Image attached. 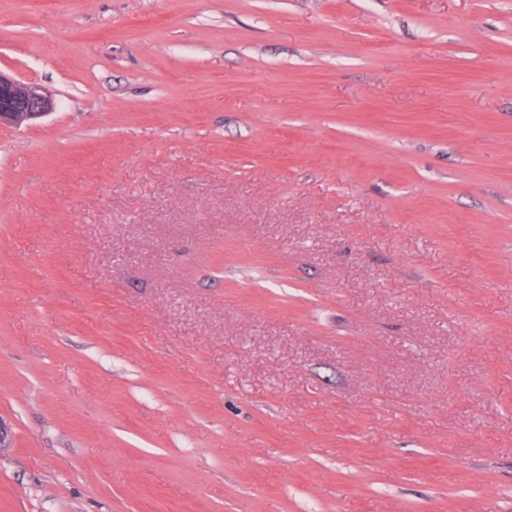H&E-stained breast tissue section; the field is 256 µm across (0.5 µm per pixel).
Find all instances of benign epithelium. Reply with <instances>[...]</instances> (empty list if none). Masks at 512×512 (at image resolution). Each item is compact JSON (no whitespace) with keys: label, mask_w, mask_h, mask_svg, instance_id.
<instances>
[{"label":"benign epithelium","mask_w":512,"mask_h":512,"mask_svg":"<svg viewBox=\"0 0 512 512\" xmlns=\"http://www.w3.org/2000/svg\"><path fill=\"white\" fill-rule=\"evenodd\" d=\"M53 109L52 98L39 87L0 72V126L30 125Z\"/></svg>","instance_id":"benign-epithelium-1"}]
</instances>
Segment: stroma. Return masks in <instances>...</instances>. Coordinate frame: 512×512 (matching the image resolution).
I'll use <instances>...</instances> for the list:
<instances>
[{
    "mask_svg": "<svg viewBox=\"0 0 512 512\" xmlns=\"http://www.w3.org/2000/svg\"><path fill=\"white\" fill-rule=\"evenodd\" d=\"M0 512H512V0H0ZM53 109L52 98L38 86L21 82L0 71V126L30 125Z\"/></svg>",
    "mask_w": 512,
    "mask_h": 512,
    "instance_id": "1",
    "label": "stroma"
}]
</instances>
